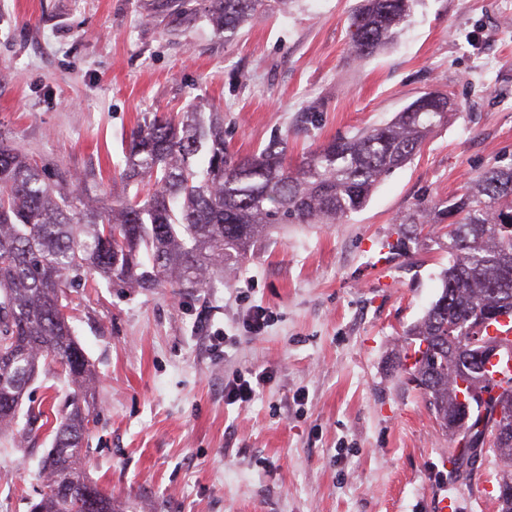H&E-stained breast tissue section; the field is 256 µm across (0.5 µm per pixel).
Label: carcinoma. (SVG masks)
<instances>
[{
	"mask_svg": "<svg viewBox=\"0 0 512 512\" xmlns=\"http://www.w3.org/2000/svg\"><path fill=\"white\" fill-rule=\"evenodd\" d=\"M272 2L288 0H209L207 16L231 40ZM357 2L350 45L364 60L397 39L419 0ZM457 110L448 94L426 91L390 122L334 139L295 164L286 135L249 156L232 152L224 113L208 102L176 115L155 112L131 132L119 173L127 186L151 188L114 196L107 208L66 183L45 182L36 162L0 141V436L9 437L22 414L27 437L48 424L43 409L23 408L40 369L56 370L72 386L51 429L45 490L31 512H118L86 472L96 379L68 321L67 290L96 274L144 290L208 288L271 227L341 224L362 210ZM407 223L417 231L446 224L448 266L437 299L407 331L404 359L413 360L410 370L448 443H464L455 478L469 477L465 457L489 439L509 467L500 483L512 485V434L503 436L491 404L475 400L467 414L457 394L460 378L473 392L489 388L472 358L496 313L512 309V166L486 168L463 193L417 204ZM450 333L465 358L448 348Z\"/></svg>",
	"mask_w": 512,
	"mask_h": 512,
	"instance_id": "carcinoma-1",
	"label": "carcinoma"
}]
</instances>
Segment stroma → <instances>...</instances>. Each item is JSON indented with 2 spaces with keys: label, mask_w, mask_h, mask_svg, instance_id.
Listing matches in <instances>:
<instances>
[{
  "label": "stroma",
  "mask_w": 512,
  "mask_h": 512,
  "mask_svg": "<svg viewBox=\"0 0 512 512\" xmlns=\"http://www.w3.org/2000/svg\"><path fill=\"white\" fill-rule=\"evenodd\" d=\"M156 0H0V139L103 200L147 112L199 97L246 156L279 134L292 161L389 121L430 90L458 115L341 224H287L223 284L200 292L68 291L97 377L87 474L121 512H499L504 465L484 450L454 481L448 439L394 368L406 332L440 292L448 240L378 253L416 204L462 193L512 164V0H421L389 50H350L356 0H289L225 40ZM270 322L250 327L256 309ZM264 372L248 401L225 386ZM48 434L0 438V512H30Z\"/></svg>",
  "instance_id": "obj_1"
}]
</instances>
